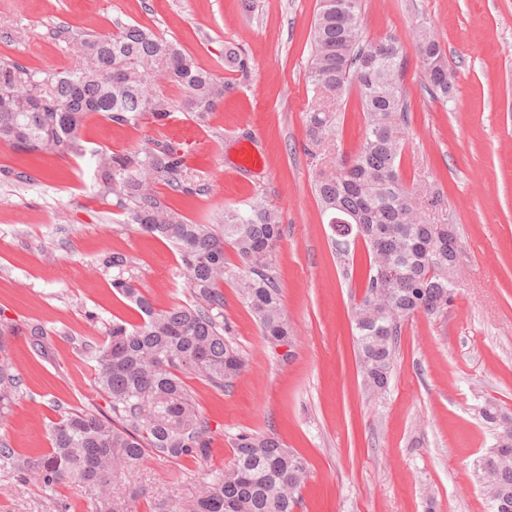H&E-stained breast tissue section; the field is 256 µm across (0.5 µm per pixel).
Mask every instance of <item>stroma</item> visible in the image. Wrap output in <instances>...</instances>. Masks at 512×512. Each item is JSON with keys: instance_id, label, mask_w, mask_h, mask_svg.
Masks as SVG:
<instances>
[{"instance_id": "1", "label": "stroma", "mask_w": 512, "mask_h": 512, "mask_svg": "<svg viewBox=\"0 0 512 512\" xmlns=\"http://www.w3.org/2000/svg\"><path fill=\"white\" fill-rule=\"evenodd\" d=\"M318 0H0V62L39 79L76 63L58 32L108 34L138 23L176 42L229 91L206 118L175 111L174 125L119 126L94 115L86 156L29 154L0 143V322L21 380L20 398L0 418V441L29 462L49 448L56 406L102 411L79 343L104 342L113 320L141 315L112 286L101 258L121 253L135 285L159 310L188 301L175 248L128 223L114 198L100 197L92 154L142 152L170 142L188 153L197 193L164 191L190 221L214 224L227 208L259 202L278 211L282 239L272 266L291 344H268L235 280H225L224 322L246 367L223 391L190 375L184 383L208 418L207 459L147 457L113 481L124 512H187L205 478L233 458L230 439L270 434L305 458L309 476L296 512H492L476 458L496 443L480 409L512 412V0H363L366 39L397 37L406 48L403 87L409 126L401 173L443 195L433 212L456 228L460 292L439 315L401 327L384 394L369 395L358 373L352 312L368 255L356 245L342 267L314 193L320 166L307 153L304 114L316 98L308 80L310 28ZM434 31L456 84L447 101L425 87L415 34ZM247 60L225 65V48ZM338 135L322 166L354 153L363 133L356 93L337 102ZM256 165L226 179L240 144ZM50 338L40 356L29 330ZM99 512L95 490L43 491L35 474L0 470V512Z\"/></svg>"}]
</instances>
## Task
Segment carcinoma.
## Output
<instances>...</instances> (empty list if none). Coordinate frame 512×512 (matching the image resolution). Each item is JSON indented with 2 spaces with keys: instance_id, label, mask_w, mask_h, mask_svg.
Returning <instances> with one entry per match:
<instances>
[{
  "instance_id": "1",
  "label": "carcinoma",
  "mask_w": 512,
  "mask_h": 512,
  "mask_svg": "<svg viewBox=\"0 0 512 512\" xmlns=\"http://www.w3.org/2000/svg\"><path fill=\"white\" fill-rule=\"evenodd\" d=\"M362 0H319L312 28L308 79L321 99L336 100L356 85L364 117L357 152L333 171L319 172L316 197L331 228L336 219L360 217L369 256L363 297L354 309L353 329L363 385L379 395L391 377L401 322L448 309L457 288L448 277V225L433 224L428 213L442 207L439 191L400 174L408 125L403 70L404 45L395 37L366 41L361 28ZM78 65L52 76L15 63L0 64V143L22 152L61 157L86 154L85 120L100 114L120 126L143 120L163 126L174 105L160 90L163 82L183 93L185 110L200 119L214 111L230 86L217 81L176 43L139 24L116 23L107 35H74ZM416 49L431 96L448 100L454 72L435 35L422 29ZM311 145L335 142L340 113L320 105L305 113ZM98 194L112 195L128 209L131 223L170 242L178 251L191 300L168 310L155 309L134 286L125 255L112 253L103 267L114 269L112 287L134 303L141 323L114 321L101 344L81 346L93 362L95 388L107 410L61 409L48 429L51 448L36 465L40 485L94 487L109 503L112 479L150 454L167 460L207 457L212 431L181 375L189 372L224 390L244 368L243 358L224 337L227 279L239 284L241 298L264 340L289 342L271 260L282 236L278 214L261 203L247 211L224 212L221 224L189 221L163 200L157 186L193 192L184 155L169 144L141 154L98 151ZM240 265L224 257L225 244ZM352 235L333 232L340 263L350 260ZM0 331V417L20 397L19 378L4 350ZM481 418L497 430L496 445L478 461L492 472L503 509L512 512V432L500 422L512 415L487 403ZM233 460L206 481L187 512H294L308 474L307 461L269 434L243 432L231 441ZM0 469L25 477L29 462L0 442Z\"/></svg>"
}]
</instances>
